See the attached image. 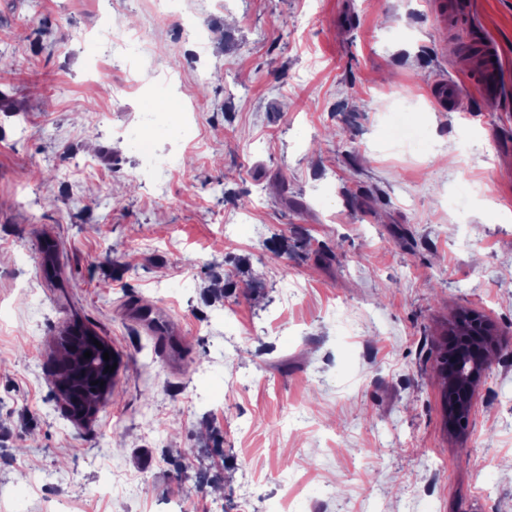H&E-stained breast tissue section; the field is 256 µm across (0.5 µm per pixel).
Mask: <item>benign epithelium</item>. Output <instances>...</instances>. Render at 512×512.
Segmentation results:
<instances>
[{
	"label": "benign epithelium",
	"mask_w": 512,
	"mask_h": 512,
	"mask_svg": "<svg viewBox=\"0 0 512 512\" xmlns=\"http://www.w3.org/2000/svg\"><path fill=\"white\" fill-rule=\"evenodd\" d=\"M499 333L491 320L473 310L457 316L448 325V331L438 347L448 358L442 375V394L445 397V426L449 433L457 435L469 424L477 390L483 380L484 370L498 348ZM66 414L80 423L91 421L99 405H93L81 413L70 407V397L57 393Z\"/></svg>",
	"instance_id": "obj_1"
}]
</instances>
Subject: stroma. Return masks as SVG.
Instances as JSON below:
<instances>
[{
    "mask_svg": "<svg viewBox=\"0 0 512 512\" xmlns=\"http://www.w3.org/2000/svg\"><path fill=\"white\" fill-rule=\"evenodd\" d=\"M456 2L451 31L432 0H0V512H512V0ZM467 309L501 335L454 437ZM75 322L117 357L85 424ZM135 318L139 326L153 336L159 353L168 356L171 349V337L176 335V328L172 323L160 316L153 309L136 307ZM106 366H109V370L105 371L104 374L106 375L104 381V385L100 387V396L98 393V386L91 385V382H94L93 380L88 379L85 375L83 370L74 365V364H68L64 366H59L56 363V375L57 378L60 380L59 384L60 387H68L72 385L78 386V390L75 395V399L72 402V407L75 411L82 410L85 406L91 405L93 403H98L96 405H93L86 410H84L81 413H75L71 407H70V397L69 395L64 391H57V398L62 404L64 411L66 414L71 417L73 420L78 421L80 423H86L91 421L95 415L98 412L99 404L105 397L106 393L109 390V386L112 383V378L115 373V369L113 372H110L111 367L113 366L112 363H108Z\"/></svg>",
    "mask_w": 512,
    "mask_h": 512,
    "instance_id": "35a3bbf8",
    "label": "stroma"
}]
</instances>
